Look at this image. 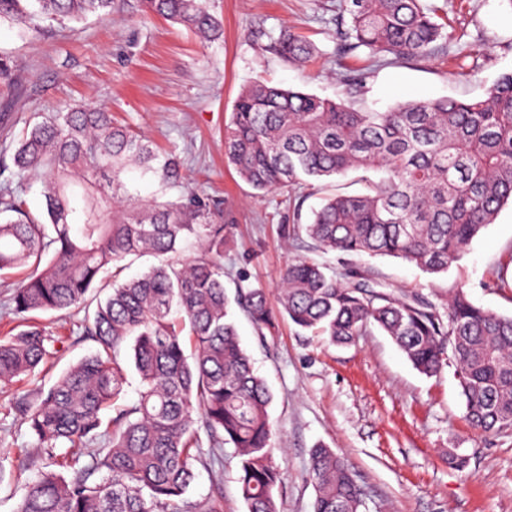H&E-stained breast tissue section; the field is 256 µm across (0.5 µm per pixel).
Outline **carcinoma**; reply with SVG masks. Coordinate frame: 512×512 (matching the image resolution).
<instances>
[{
	"label": "carcinoma",
	"mask_w": 512,
	"mask_h": 512,
	"mask_svg": "<svg viewBox=\"0 0 512 512\" xmlns=\"http://www.w3.org/2000/svg\"><path fill=\"white\" fill-rule=\"evenodd\" d=\"M145 14L181 24L206 40L221 31L205 0H141ZM113 0H0V20L16 18L35 33L41 23L100 19ZM438 8L424 0H343L336 12L339 56L358 49L376 66L422 59L447 48ZM272 50L304 62L316 45L292 29ZM366 68H347L353 95ZM225 158L259 191L301 189L314 181L360 173L363 191H336L309 224L313 244L347 255L400 258L422 271H448L501 209L512 204V71L477 99H415L385 112L352 101L258 81L238 96L224 135ZM0 187V273L25 276L8 301L23 330L0 339V385L52 369L57 354L32 313L71 310L87 301L99 278L111 291L96 298L81 323L94 350L47 390L21 394L14 410L36 437L42 470L16 512H218L185 494L203 462L201 436L240 458L238 482L248 512H278L283 476L273 462L272 393L253 369L228 318L224 225L203 197L167 193L179 162L118 123L112 113L67 103L28 124ZM158 181L142 201L126 175ZM42 182L44 218L11 188L24 174ZM191 238L201 242L182 256ZM150 254L158 263L118 281L117 263ZM373 274L349 267L329 274L313 259L280 273L275 297L239 287L236 302L259 336L279 321L347 345L369 325L384 331L420 373L447 365L457 377L468 424L486 435L512 431V316L474 305L458 290L435 304L380 290ZM188 332L193 351L186 354ZM140 376L138 400L119 403L125 383L121 353ZM72 473L68 478L61 470ZM313 512H360L363 497L349 465L331 448L312 449Z\"/></svg>",
	"instance_id": "obj_1"
}]
</instances>
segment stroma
I'll list each match as a JSON object with an SVG mask.
<instances>
[{
  "label": "stroma",
  "instance_id": "1",
  "mask_svg": "<svg viewBox=\"0 0 512 512\" xmlns=\"http://www.w3.org/2000/svg\"><path fill=\"white\" fill-rule=\"evenodd\" d=\"M339 2L207 0L222 34L203 44L180 25L145 17L140 0H114L103 19L46 22L26 37L19 25L2 21L0 57L10 60L13 78L0 85V157L11 155L35 113L74 101L101 107L148 135L160 153L176 154L181 181L222 212L227 296L242 280L275 293L280 270L308 257L339 271L369 268L390 291L435 303L460 289L475 305L512 316V290L493 285L499 273L512 276L511 205L460 261L430 275L399 258L324 254L288 236L292 224L310 222L327 193L358 191L354 175L314 183L298 208L287 191L254 190L227 163L224 131L245 86L260 80L322 97L341 94L334 21ZM431 2L443 7L454 40L445 52L372 69L358 96L367 108L383 112L411 98H477L512 70V7L506 0ZM289 27L317 46L311 61L293 65L270 50L272 38ZM84 316L81 310L36 314L64 341L44 386L92 350V342L79 338ZM234 318L243 348L273 395L274 461L284 472L279 512H313L308 467L318 445L348 462L367 512H512V432L488 437L465 422L454 367L433 377L420 374L374 326L341 347L285 320L276 335L262 339L242 312ZM15 396L14 388H0V512H15L37 474L36 467H20L34 438L15 419ZM451 448L469 456L465 472L449 467L445 452ZM222 455V468L197 466L186 497L204 502L218 491L223 512H247L237 451L228 444Z\"/></svg>",
  "mask_w": 512,
  "mask_h": 512
}]
</instances>
